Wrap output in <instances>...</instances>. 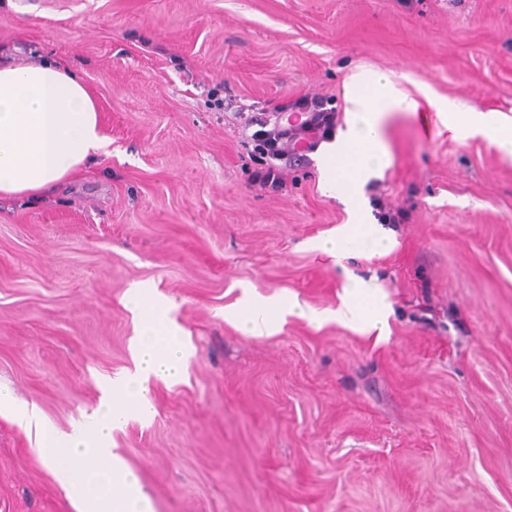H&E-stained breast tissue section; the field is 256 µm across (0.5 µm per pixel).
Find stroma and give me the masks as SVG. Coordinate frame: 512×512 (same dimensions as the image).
Segmentation results:
<instances>
[{
    "label": "stroma",
    "instance_id": "obj_1",
    "mask_svg": "<svg viewBox=\"0 0 512 512\" xmlns=\"http://www.w3.org/2000/svg\"><path fill=\"white\" fill-rule=\"evenodd\" d=\"M0 55L62 63L111 144L63 189L0 199V512H76L50 447L133 370V285L171 305L189 357L155 413L112 434L154 512H512V161L460 138L454 100L512 123V0H0ZM361 66L418 99L365 187L395 248L314 250L348 216L297 146L257 177L254 134L319 96L344 127ZM390 300L387 337L245 294L335 309L347 275ZM287 315L307 318L310 322L320 323L322 317L304 310L298 303L284 297L258 299L245 297L240 309L230 312L231 320L236 321L239 329L248 336L269 334Z\"/></svg>",
    "mask_w": 512,
    "mask_h": 512
}]
</instances>
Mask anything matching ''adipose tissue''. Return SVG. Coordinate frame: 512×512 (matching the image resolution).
Segmentation results:
<instances>
[{"mask_svg": "<svg viewBox=\"0 0 512 512\" xmlns=\"http://www.w3.org/2000/svg\"><path fill=\"white\" fill-rule=\"evenodd\" d=\"M348 119L334 141L325 145L321 180L329 196L352 213L331 237L318 243L322 253L336 259L382 254L393 246L363 210L361 188L389 164L385 139L388 119L396 112H414L417 101L383 73L362 70L344 91ZM448 128L459 137L476 133L490 140L503 158L512 160V125L494 113L464 104H440ZM93 99L82 80L52 62L17 66L0 63V198L38 195L67 182L109 145ZM391 304L362 280H349L330 316L337 323L386 335ZM289 315L308 316L299 304L283 297L244 298L231 320L249 336L271 332Z\"/></svg>", "mask_w": 512, "mask_h": 512, "instance_id": "ef3b65f1", "label": "adipose tissue"}]
</instances>
